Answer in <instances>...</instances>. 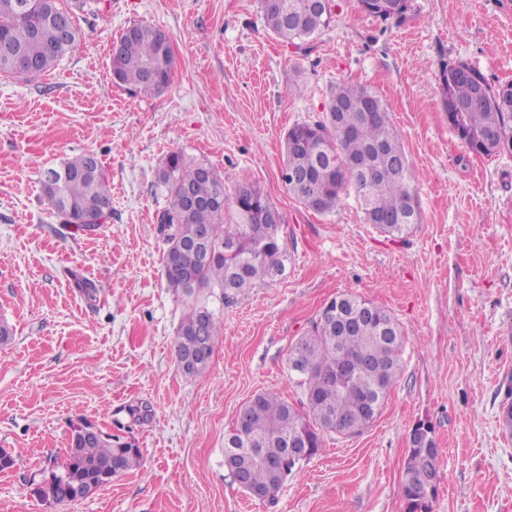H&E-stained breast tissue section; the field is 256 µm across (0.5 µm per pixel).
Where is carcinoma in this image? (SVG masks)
<instances>
[{"label": "carcinoma", "instance_id": "carcinoma-1", "mask_svg": "<svg viewBox=\"0 0 512 512\" xmlns=\"http://www.w3.org/2000/svg\"><path fill=\"white\" fill-rule=\"evenodd\" d=\"M15 0H0V55L9 53L30 74L3 61L0 73L26 79L40 76L64 55L83 45L75 10L88 0H44L35 11H19ZM363 10L382 19L398 18L407 0H360ZM265 26L282 41L301 47L330 24V0H260ZM112 59L116 82L144 96L162 93L169 85L173 53L165 31L147 24L127 27ZM441 102L448 123L469 151L492 156L512 152V84L492 87L484 75L464 62L438 66ZM323 112L336 114L332 124L321 119L297 123L285 140L288 192L305 207L331 213L342 195L353 190L366 223L390 220L375 228L399 236L420 223L417 194L401 131L384 102L367 87L351 82L336 85ZM55 180H41L44 199L67 208L58 214L64 224L95 230L93 223L112 210V188L96 154L85 152L51 168ZM167 192V205L157 217L168 249L163 257L168 287L185 296L202 288L224 289V297L244 294L261 281L284 272L286 241L280 225L270 219L277 210L257 185L244 183L230 194L224 177L210 165L180 152L168 155L158 175ZM210 235L211 257L191 244ZM223 326L208 309L191 305L177 330L176 362L206 351L201 362L184 370L195 376L210 363ZM405 331L384 307L351 294H339L312 328L288 350V370L301 398L291 403L274 391L256 394L239 411L230 430L241 448L232 476L244 475L249 494L276 499L295 463L276 470L272 463L286 457L288 441L296 440L307 457L322 447L323 433L353 435L372 422V407L382 406L399 370ZM349 378L337 382L339 372ZM436 456L435 442L410 444L401 481L406 512H431L435 496L431 483L417 480L428 460ZM140 449L112 444L98 434H71L62 473L53 476L43 495L58 503L84 497L83 490L100 487L116 473L139 466Z\"/></svg>", "mask_w": 512, "mask_h": 512}]
</instances>
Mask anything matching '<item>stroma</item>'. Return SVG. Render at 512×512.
Masks as SVG:
<instances>
[{
  "label": "stroma",
  "mask_w": 512,
  "mask_h": 512,
  "mask_svg": "<svg viewBox=\"0 0 512 512\" xmlns=\"http://www.w3.org/2000/svg\"><path fill=\"white\" fill-rule=\"evenodd\" d=\"M135 23L172 37L171 81L152 97L112 78V44ZM77 24L82 48L43 76L0 74V448L14 457L0 512H404L420 422L441 450L431 512H512V153L470 152L437 78L463 61L512 82V0H408L387 20L333 0L305 53L266 28L259 0H96ZM340 81L375 92L402 131L420 209L406 235L365 223L354 192L320 214L282 181L289 128L321 118ZM174 151L218 168L226 190L258 185L288 249L274 280L198 295L223 332L196 376L175 361L188 301L167 285L156 224ZM84 152L112 185L93 232L61 223L41 190L44 170ZM343 292L406 330L397 380L367 429L325 434L275 503L255 499L225 468L224 437L255 394L298 399L288 349ZM78 426L139 449L140 466L81 499L39 497Z\"/></svg>",
  "instance_id": "35a3bbf8"
}]
</instances>
